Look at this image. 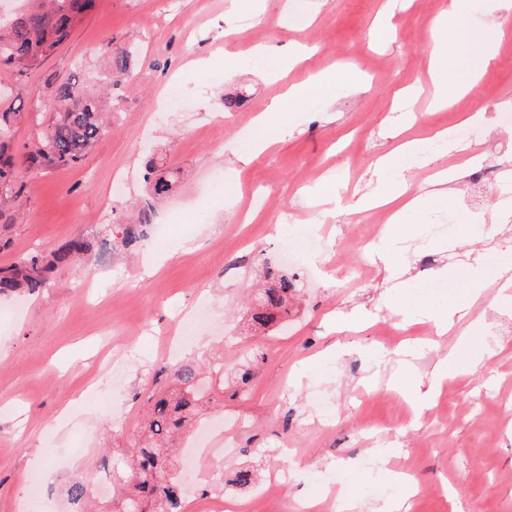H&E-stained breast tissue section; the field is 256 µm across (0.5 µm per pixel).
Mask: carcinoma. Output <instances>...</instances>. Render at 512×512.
I'll use <instances>...</instances> for the list:
<instances>
[{
	"label": "carcinoma",
	"mask_w": 512,
	"mask_h": 512,
	"mask_svg": "<svg viewBox=\"0 0 512 512\" xmlns=\"http://www.w3.org/2000/svg\"><path fill=\"white\" fill-rule=\"evenodd\" d=\"M98 0H28V7L0 25V67L23 77L39 69L70 37L74 27ZM103 55L109 76L120 80L126 75L132 52L107 45ZM56 108L50 122L38 137L40 148L17 153L13 150L10 129L18 112L0 113V210L25 188L22 171L36 172L44 166L81 165L104 133L102 101L91 93L81 73L60 83L56 90ZM144 175L148 198L131 218L123 214L113 218L112 249L129 248L148 235L154 224V201L165 198L178 180L177 170L151 157ZM98 242L76 237L49 256L32 253L14 265L0 269V294L18 290L36 292L46 287L60 267H80ZM296 291L294 279L281 275L258 297L252 321L268 326L288 313V300ZM201 372L193 365L179 364L173 371L174 389L160 391L148 408L146 423L133 437L135 448L128 465L129 474L139 473L135 481H125L121 506L115 512H185V499L171 459L175 438L192 426L209 390L199 387ZM71 512H84L88 485L79 477L67 486Z\"/></svg>",
	"instance_id": "obj_1"
}]
</instances>
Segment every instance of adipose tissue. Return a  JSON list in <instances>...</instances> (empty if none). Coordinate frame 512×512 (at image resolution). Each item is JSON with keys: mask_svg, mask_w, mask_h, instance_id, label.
Returning <instances> with one entry per match:
<instances>
[{"mask_svg": "<svg viewBox=\"0 0 512 512\" xmlns=\"http://www.w3.org/2000/svg\"><path fill=\"white\" fill-rule=\"evenodd\" d=\"M477 4L478 0H453L452 13L435 18L430 23V68L437 75L434 93L436 107H447L457 96L471 91L474 81L480 78L494 57L497 43L494 28L475 23L461 34L455 28L461 18L476 10ZM357 72L356 63L350 62L340 77H311L275 100L267 112L258 117V125H269L281 113L305 100L330 98L337 91L354 88L353 77ZM406 153L421 158L426 155L421 142L412 140L403 143L399 150L381 156L374 168L375 183L361 201V208L365 211L381 206L393 210L390 224L384 227V244L379 254L386 267L393 270L402 266L400 245L414 232L419 211L428 205L447 204L446 185L464 176L459 169L438 170L431 181L432 193L413 194L412 185L406 179L405 168L401 163V157ZM458 222L465 228L469 238L480 244L479 249L466 253L467 267L474 284L472 299H479L484 288L494 284L498 287V305L512 308V253L484 245L483 240L487 236L484 227L476 224L467 214H460ZM379 302L388 308L404 306L410 317L430 322L435 333L432 347H439L441 338L456 333L454 344L438 360L432 371V387H439L447 379L460 358L479 361L488 353L485 329L480 320H467L466 305L451 301L439 307H431L414 299L409 291L399 289L384 292Z\"/></svg>", "mask_w": 512, "mask_h": 512, "instance_id": "ef3b65f1", "label": "adipose tissue"}]
</instances>
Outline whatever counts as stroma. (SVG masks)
Instances as JSON below:
<instances>
[{
  "label": "stroma",
  "instance_id": "stroma-1",
  "mask_svg": "<svg viewBox=\"0 0 512 512\" xmlns=\"http://www.w3.org/2000/svg\"><path fill=\"white\" fill-rule=\"evenodd\" d=\"M452 0H399L385 40L371 36L386 0H99L57 54L25 79L0 69V113L19 111L15 146L29 145L55 106L57 86L75 70L90 85L103 83L99 50L108 42L135 47L125 79L112 89L106 131L84 163L46 167L15 198L13 218L0 219V268L32 252L50 254L77 236L108 234L113 210L145 197L149 154L179 168L180 180L157 206L169 224L166 238L93 256L86 282L62 267L54 284L35 294L0 296V512H68L64 488L73 474L118 498L121 489L98 469L102 456L123 466L150 396L171 384L170 371L189 361L208 371L224 360V382L214 385L201 421L234 417L233 452L223 465L197 461L198 483H186V512H207L210 500L245 502L247 512H303L321 498V512H343L331 494L336 471L360 503L371 506L370 486L392 473L413 476L411 512H512V311L495 302V288L471 301L466 249L460 232L432 230L427 213L406 256L417 295L440 305L470 303L469 318H484L489 360L465 363L449 376L430 407L416 413L395 390L386 364L415 328L378 306L396 280L363 244L378 224L372 212L352 211L368 189L376 159L409 139H430L446 128H468L465 151L435 154L431 165L408 168L413 185L434 170L467 166L474 174L449 187L446 216L465 212L493 229V244L512 250V227H495L512 193V12L482 0L472 21L501 24L504 37L477 92L445 112L431 109L435 79L428 71L429 25ZM298 44L314 47L300 67L283 70L282 57ZM207 61L201 72L199 61ZM359 67L360 86L330 99H313L257 130L256 119L291 85L329 74L346 62ZM232 68L231 79L208 74ZM181 83L185 110L166 111L165 96ZM415 87L412 114H398V91ZM235 99L225 109V99ZM484 110L486 120L466 124ZM264 147L245 164L236 159L252 136ZM240 185L235 200L213 190L216 176ZM128 182L106 192L114 177ZM341 190L332 228L301 266L286 267L282 219L307 223L312 190ZM365 265L368 280L351 285L325 275L328 265ZM297 280L288 322L259 327L251 320L266 268ZM449 269L452 282L438 273ZM369 312L361 329L338 330L342 316ZM194 318L188 342L180 323ZM249 381H242L245 370ZM390 451L387 466L376 462ZM241 469L277 480L241 487Z\"/></svg>",
  "mask_w": 512,
  "mask_h": 512
}]
</instances>
